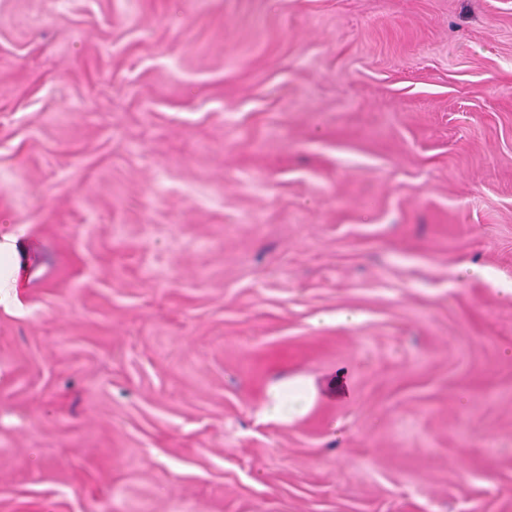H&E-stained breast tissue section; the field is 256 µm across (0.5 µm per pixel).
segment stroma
<instances>
[{
    "label": "stroma",
    "instance_id": "obj_1",
    "mask_svg": "<svg viewBox=\"0 0 512 512\" xmlns=\"http://www.w3.org/2000/svg\"><path fill=\"white\" fill-rule=\"evenodd\" d=\"M3 235L0 512H512V0H0ZM19 274V266L15 264L2 263L0 266V305L8 306L14 303L13 294L2 292V288H15ZM320 389L332 396H346V374L330 373L319 384L290 380L275 384L269 392L265 418L278 423L291 422L307 409Z\"/></svg>",
    "mask_w": 512,
    "mask_h": 512
}]
</instances>
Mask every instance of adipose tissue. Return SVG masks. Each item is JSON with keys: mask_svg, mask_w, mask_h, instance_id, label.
Instances as JSON below:
<instances>
[{"mask_svg": "<svg viewBox=\"0 0 512 512\" xmlns=\"http://www.w3.org/2000/svg\"><path fill=\"white\" fill-rule=\"evenodd\" d=\"M343 396L347 393V379L344 373L327 375L320 383L303 381H282L269 392V402L265 409L267 420L288 423L302 414L318 393Z\"/></svg>", "mask_w": 512, "mask_h": 512, "instance_id": "ef3b65f1", "label": "adipose tissue"}]
</instances>
